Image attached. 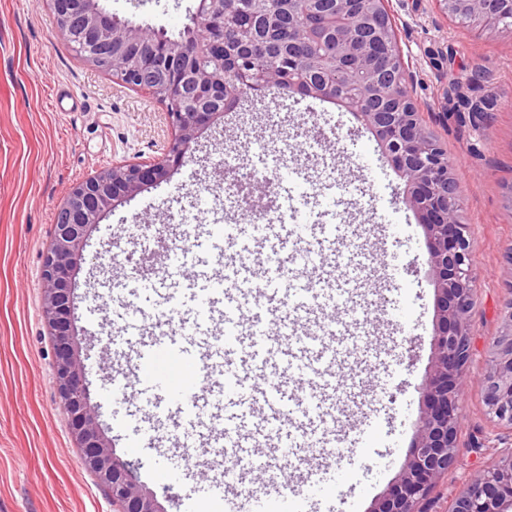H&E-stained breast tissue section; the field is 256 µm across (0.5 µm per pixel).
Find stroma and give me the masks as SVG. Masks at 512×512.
<instances>
[{
    "label": "stroma",
    "instance_id": "obj_1",
    "mask_svg": "<svg viewBox=\"0 0 512 512\" xmlns=\"http://www.w3.org/2000/svg\"><path fill=\"white\" fill-rule=\"evenodd\" d=\"M137 24L179 32L197 0H101ZM409 85L420 117L453 165L462 220L473 249V358L461 396L464 422L455 466L429 496V512L450 502L478 469L490 464L500 432L482 402L485 354L512 299V34L462 27L435 0H392ZM171 137L166 107L143 90L85 62L61 36L50 0H0V512H112V502L81 464L69 420L52 384L54 352L42 316V256L66 192L116 162L160 156ZM295 150L309 185L333 195L353 236L336 240L354 253L361 282L349 297L368 319L374 356L355 353L354 369L336 381L362 379L336 415L335 436L371 416L380 433L370 450L308 446L283 465L261 441L241 467L239 488L255 477L299 482L312 473L361 464L347 474L332 512H369L402 473L423 411L436 324L426 235L402 202L405 182L385 161L366 126L336 104L271 90L244 101L193 144L169 181L105 214L84 250L74 283L75 331L92 344L87 362L91 402L117 456L138 463L140 483L164 512H212L198 489L214 480L223 458L217 433L199 424L193 439L174 432L178 413L154 422L152 437L131 424L148 419L138 395L109 398L115 365L134 379L136 343L107 345L124 320L135 319L144 291L142 260L165 262L162 238L180 214L209 207L216 219L240 220L224 190L226 170L264 173L284 164L272 140Z\"/></svg>",
    "mask_w": 512,
    "mask_h": 512
}]
</instances>
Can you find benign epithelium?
Masks as SVG:
<instances>
[{
  "instance_id": "obj_1",
  "label": "benign epithelium",
  "mask_w": 512,
  "mask_h": 512,
  "mask_svg": "<svg viewBox=\"0 0 512 512\" xmlns=\"http://www.w3.org/2000/svg\"><path fill=\"white\" fill-rule=\"evenodd\" d=\"M443 12L462 5L491 28L499 0H435ZM389 0H199L192 23L206 29L204 51L185 40L155 38L149 27L109 18L98 0H52L59 26L79 21L71 47L87 62L122 82L154 93L165 103L174 136L164 154L111 168L71 188L56 213L52 243L43 255V316L54 350L52 383L81 452L83 466L112 497L115 512H164L137 480L134 463L117 456L91 404L85 360L75 341L73 276L83 258L89 229L116 202L170 178L199 132L249 92L277 89L286 64L310 49H324L307 74L287 79L292 92L336 102L360 116L388 163L406 181L404 204L426 233L429 275L436 286L434 358L424 386L423 415L400 477L369 512H423L441 476L456 461L462 427L460 397L473 356V251L457 200L459 185L447 153L419 122ZM273 53L279 63L250 73L256 58ZM357 80L356 97L343 93ZM486 413L508 436L496 461L470 476L448 512H509L512 509V298L501 314L498 335L487 350L483 378Z\"/></svg>"
}]
</instances>
